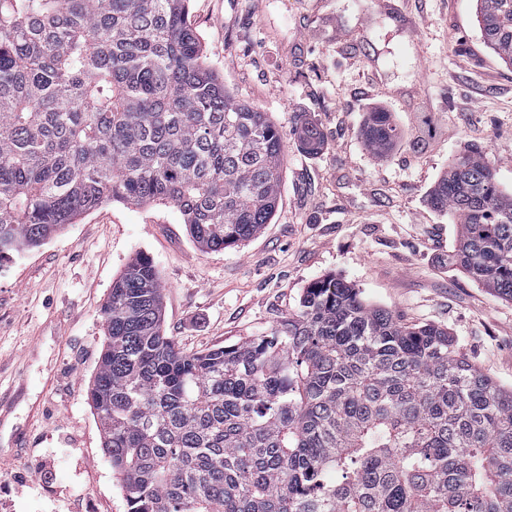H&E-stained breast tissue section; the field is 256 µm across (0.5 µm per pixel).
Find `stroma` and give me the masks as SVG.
<instances>
[{"instance_id": "1", "label": "stroma", "mask_w": 512, "mask_h": 512, "mask_svg": "<svg viewBox=\"0 0 512 512\" xmlns=\"http://www.w3.org/2000/svg\"><path fill=\"white\" fill-rule=\"evenodd\" d=\"M476 0H190L206 61L284 135L279 206L221 251L170 204L109 202L0 262V512H127L88 399L112 282L138 254L163 286L164 328L189 351L265 335L327 274L409 324L448 329L471 364L512 388V301L448 269L452 217L425 198L478 148L512 193V67L482 43ZM402 137L383 157L370 112ZM324 141L307 152L302 124ZM389 112H370L362 128L366 148L383 157L400 137V131L388 115Z\"/></svg>"}]
</instances>
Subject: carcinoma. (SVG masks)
<instances>
[{"label": "carcinoma", "instance_id": "carcinoma-1", "mask_svg": "<svg viewBox=\"0 0 512 512\" xmlns=\"http://www.w3.org/2000/svg\"><path fill=\"white\" fill-rule=\"evenodd\" d=\"M512 66V0H476ZM386 112L362 128L384 156ZM317 152L321 131H301ZM283 136L204 59L189 0H0V261L108 201L173 204L191 238L236 246L271 220ZM454 217L448 269L512 300V195L477 149L427 196ZM154 263L102 308L88 387L127 512H512V389L448 330L408 326L334 275L271 335L187 352Z\"/></svg>", "mask_w": 512, "mask_h": 512}]
</instances>
